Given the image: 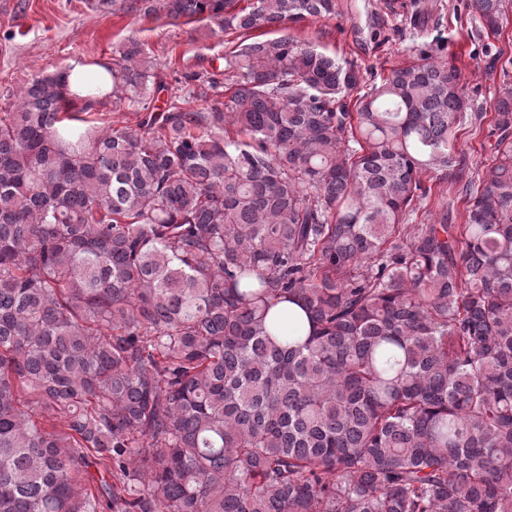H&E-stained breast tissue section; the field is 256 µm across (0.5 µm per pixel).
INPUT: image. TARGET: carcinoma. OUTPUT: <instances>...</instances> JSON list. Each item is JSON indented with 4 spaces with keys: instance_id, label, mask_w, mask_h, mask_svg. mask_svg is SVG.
<instances>
[{
    "instance_id": "1",
    "label": "carcinoma",
    "mask_w": 512,
    "mask_h": 512,
    "mask_svg": "<svg viewBox=\"0 0 512 512\" xmlns=\"http://www.w3.org/2000/svg\"><path fill=\"white\" fill-rule=\"evenodd\" d=\"M122 2L255 37L161 112L134 37L0 112V512H512V83L264 38L341 0ZM470 8L494 46L512 0ZM109 77L137 128L84 117ZM470 129L469 120L466 119L458 132V151L465 155L466 172H482L491 163L492 154L489 145L494 142V137L490 136L491 128L487 123H484L481 132L477 135H470Z\"/></svg>"
}]
</instances>
